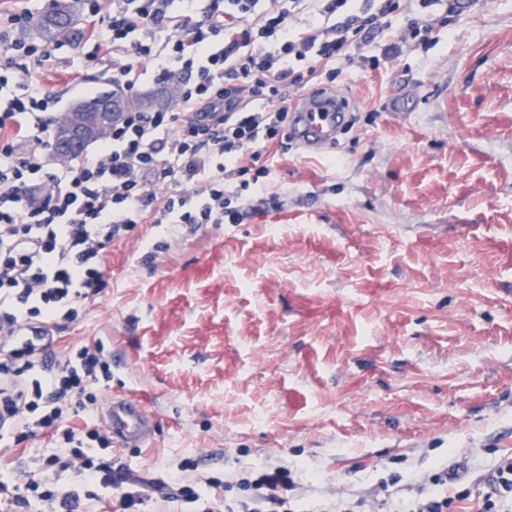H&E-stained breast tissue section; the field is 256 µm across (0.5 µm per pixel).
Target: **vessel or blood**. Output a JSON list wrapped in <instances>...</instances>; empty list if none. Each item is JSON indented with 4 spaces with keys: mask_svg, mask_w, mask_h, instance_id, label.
I'll return each mask as SVG.
<instances>
[{
    "mask_svg": "<svg viewBox=\"0 0 512 512\" xmlns=\"http://www.w3.org/2000/svg\"><path fill=\"white\" fill-rule=\"evenodd\" d=\"M349 109L347 101L331 95L294 101L290 105L292 134L310 153H319L335 143L340 130V115ZM105 422L122 444L141 447L152 438L155 418L140 400L115 397L107 403Z\"/></svg>",
    "mask_w": 512,
    "mask_h": 512,
    "instance_id": "b4317fda",
    "label": "vessel or blood"
}]
</instances>
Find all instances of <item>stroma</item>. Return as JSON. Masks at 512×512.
<instances>
[{"label":"stroma","instance_id":"1","mask_svg":"<svg viewBox=\"0 0 512 512\" xmlns=\"http://www.w3.org/2000/svg\"><path fill=\"white\" fill-rule=\"evenodd\" d=\"M58 42L36 79L57 112L103 89L111 60ZM354 48L335 91L357 121L324 157L289 142L240 224L172 238L136 225L104 248V288L52 356L102 344L105 395L157 415L150 446L112 445L137 479L291 469L292 512L415 496L434 467L477 512L512 457V0H470L429 49ZM53 451L51 431L0 454V512Z\"/></svg>","mask_w":512,"mask_h":512}]
</instances>
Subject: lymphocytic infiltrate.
Here are the masks:
<instances>
[{"instance_id": "obj_1", "label": "lymphocytic infiltrate", "mask_w": 512, "mask_h": 512, "mask_svg": "<svg viewBox=\"0 0 512 512\" xmlns=\"http://www.w3.org/2000/svg\"><path fill=\"white\" fill-rule=\"evenodd\" d=\"M95 49L130 95L142 76L179 78L175 109L132 111L98 148L73 159L64 175L48 170L47 117L55 93L34 82L46 46L13 38L28 13L0 14V89L18 92L0 104V335L23 321L75 320L104 287L103 250L138 224H239L252 207L243 196L271 174L263 146L286 139L290 97L315 79L335 80L353 64L351 49L396 32L399 43L427 46L461 16L460 0H112ZM101 346H83L38 371L30 348L0 352V439L55 427L56 453L38 461L26 484L50 512H72L94 489L111 493L120 512L142 499L127 469L112 465L110 440L98 425L66 426L71 404L89 410L93 388L110 382ZM72 472L74 484L59 485ZM447 471L423 476L418 493L396 512H450L467 489L448 496ZM243 484L246 500L224 512H288L295 482L287 466L266 464ZM479 512H512V457L487 483Z\"/></svg>"}]
</instances>
